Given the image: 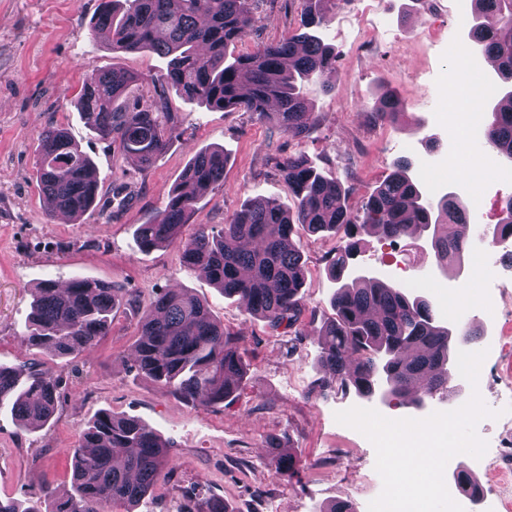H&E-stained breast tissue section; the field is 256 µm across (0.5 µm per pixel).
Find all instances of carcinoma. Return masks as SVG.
I'll use <instances>...</instances> for the list:
<instances>
[{
  "label": "carcinoma",
  "mask_w": 512,
  "mask_h": 512,
  "mask_svg": "<svg viewBox=\"0 0 512 512\" xmlns=\"http://www.w3.org/2000/svg\"><path fill=\"white\" fill-rule=\"evenodd\" d=\"M258 0H101L94 29L106 31L112 50L149 51L167 60L160 86L173 88L189 103L225 112H251L294 140L315 131L306 87L335 71L336 53L321 28L337 0H300V24L288 35L234 54L257 22ZM468 38L494 70V96L482 112L493 150L512 162V0H471ZM139 77L120 68L96 74L83 85L77 106L89 129L123 154L148 164L160 156L177 131L165 92L125 112L113 110ZM378 122H395L402 101L385 89L368 108ZM224 149L196 152L185 166L164 208L137 226L142 252L178 239L190 224L199 199L224 183ZM42 193L55 209L79 221L92 209L98 191L95 166L65 128L51 126L40 137L36 161ZM415 160L404 156L367 198L363 216L343 203L346 189L329 180L305 154L275 160L288 183L294 208L261 197L245 201L219 233L205 224L182 243L181 264L201 269L224 295L246 301L253 315L274 329L297 332L303 312V257L293 233L299 224L312 234L336 238L331 265L334 316L319 330L317 365L321 393L354 392L369 399L387 387L386 397L421 408L448 388L453 350L476 341L471 329L448 327L421 295L388 280L354 275L352 260L360 237L391 242L431 232L439 265L463 259L467 220L454 197L434 200L412 176ZM512 238V198L502 207L496 238ZM132 302L126 290L105 280L76 278L68 288L53 279L34 289L33 310L23 342L56 358L97 344L112 327V311ZM133 366L192 404L230 400L245 374L237 342L209 309L185 289H166L150 303L139 324ZM58 384L36 362L0 366V409L27 427L55 415ZM281 470L292 474L298 457L278 443ZM73 493L46 495L50 512H104L112 504L133 507L170 467L166 443L141 421L99 413L72 449ZM187 512H228L224 500L187 503Z\"/></svg>",
  "instance_id": "obj_1"
}]
</instances>
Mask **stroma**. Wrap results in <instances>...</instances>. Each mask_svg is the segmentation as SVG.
I'll list each match as a JSON object with an SVG mask.
<instances>
[{
    "label": "stroma",
    "instance_id": "35a3bbf8",
    "mask_svg": "<svg viewBox=\"0 0 512 512\" xmlns=\"http://www.w3.org/2000/svg\"><path fill=\"white\" fill-rule=\"evenodd\" d=\"M99 3L0 0V364L33 360L58 380V408L44 427L30 429L10 413H0V499L47 512L46 489L70 491L71 450L104 410L146 423L169 445L173 474L160 478L135 512H179L187 499L212 496L223 498L232 512H322L337 501L352 504L354 512H368L380 494L373 445L335 420L336 412L358 405V398L342 392L324 396L315 387L317 330L332 314L328 268L335 240L300 227L294 232L306 270L297 336L273 329L238 299L224 297L205 276L184 268L177 247L143 253L136 246L137 225L164 207L192 155L212 146L223 147L228 158L224 183L199 200L191 226L183 230L187 236L197 224L223 228L250 198L292 206L286 184L271 165L299 150L348 188L346 203L358 215L394 162L408 155L416 157V176L424 185H437L439 193L463 201L478 230L470 234L460 266L440 270L427 237L394 246L365 238L356 264L388 271L393 282L427 297L455 324L481 331L472 346L487 353L480 382L470 386L454 369L448 393L437 394L425 408L383 405L379 411L393 419H420L460 407L472 390H479L485 404L500 413L477 426L488 453L498 456L499 471H483L465 454L456 461L484 493L512 484V365L502 366L495 349L499 326L471 301L480 291L473 270L485 256L503 284L488 294V302L512 306V262L493 244L512 182L442 176L424 168L448 149L447 115L434 75L453 63L447 44L466 40L467 22L457 12L470 0H435L431 11L418 0H342L327 13L322 28L336 52V72L326 86L307 90L321 124L300 143L250 113L209 110L167 89L178 132L149 164L99 139L76 107L85 82L114 67L139 76L118 109L149 102L157 91L154 78L166 68L163 59L147 52H112L107 38L93 31ZM257 15L238 52L297 27L300 5L298 0H259ZM386 88L405 101L406 114L394 125L373 121L365 111ZM52 125L68 129L99 178L97 204L78 223L52 214L39 189L38 139ZM427 134L436 140L430 150L421 143ZM76 275L112 281L135 301L113 313L109 336L76 357L58 359L26 349L22 335L34 288L48 278L65 283ZM165 288L189 289L225 330L239 337L246 374L234 400L210 407L189 404L133 367L139 317ZM273 438L296 451L300 464L294 474H280L268 446Z\"/></svg>",
    "mask_w": 512,
    "mask_h": 512
}]
</instances>
